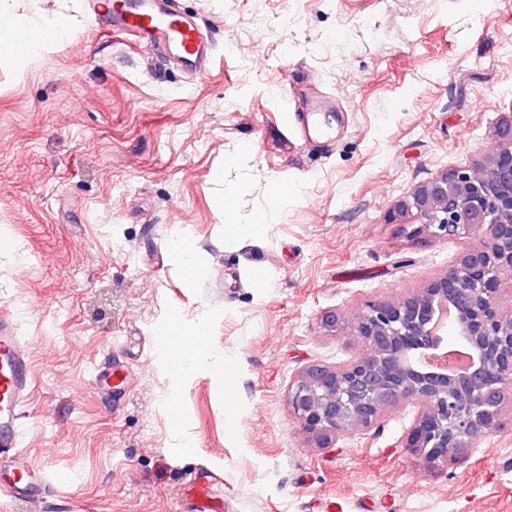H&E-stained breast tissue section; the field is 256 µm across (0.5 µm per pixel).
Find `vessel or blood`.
Segmentation results:
<instances>
[{
	"label": "vessel or blood",
	"mask_w": 512,
	"mask_h": 512,
	"mask_svg": "<svg viewBox=\"0 0 512 512\" xmlns=\"http://www.w3.org/2000/svg\"><path fill=\"white\" fill-rule=\"evenodd\" d=\"M96 18L107 30L132 36L191 72L204 69L212 50L198 18L182 10L178 0H105ZM31 390L25 339L12 314L1 312L0 458L23 470L25 478L0 483V493L37 503L50 497L56 486L40 470L29 468L19 446Z\"/></svg>",
	"instance_id": "obj_1"
}]
</instances>
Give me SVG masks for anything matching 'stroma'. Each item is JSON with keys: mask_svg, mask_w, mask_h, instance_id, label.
<instances>
[{"mask_svg": "<svg viewBox=\"0 0 512 512\" xmlns=\"http://www.w3.org/2000/svg\"><path fill=\"white\" fill-rule=\"evenodd\" d=\"M477 2L182 0L213 47L190 75L99 27L91 0H31L74 19L0 60V309L29 343L27 463L68 477L41 512H512L510 430L433 472L401 446L414 405L321 449L286 401L302 367L363 351L319 328L325 310L355 317L480 242L415 245L384 219L491 152L512 113V0ZM305 76L330 138L290 95ZM199 325L205 354L175 368L161 338ZM227 361L222 386L208 368ZM108 362L122 389L93 382Z\"/></svg>", "mask_w": 512, "mask_h": 512, "instance_id": "1", "label": "stroma"}]
</instances>
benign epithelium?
Wrapping results in <instances>:
<instances>
[{"label":"benign epithelium","instance_id":"1","mask_svg":"<svg viewBox=\"0 0 512 512\" xmlns=\"http://www.w3.org/2000/svg\"><path fill=\"white\" fill-rule=\"evenodd\" d=\"M495 150L471 169L445 170L415 185L387 213L415 244L482 243L421 288L367 306L353 326L364 352L343 364L314 363L288 388V407L307 440L333 448L346 435L375 427L406 403L417 410L402 447L438 471L464 459L490 435L512 426V113L493 129ZM346 316L332 309L320 327L338 336ZM474 356L470 370L448 373V333Z\"/></svg>","mask_w":512,"mask_h":512}]
</instances>
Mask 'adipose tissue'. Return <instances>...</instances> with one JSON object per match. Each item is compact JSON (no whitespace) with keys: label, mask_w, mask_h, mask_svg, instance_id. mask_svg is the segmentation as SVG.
Instances as JSON below:
<instances>
[{"label":"adipose tissue","mask_w":512,"mask_h":512,"mask_svg":"<svg viewBox=\"0 0 512 512\" xmlns=\"http://www.w3.org/2000/svg\"><path fill=\"white\" fill-rule=\"evenodd\" d=\"M72 31L66 14L46 18L23 7L20 0H0V35L15 41V48L8 52L15 62H28L46 46L68 38Z\"/></svg>","instance_id":"1"}]
</instances>
